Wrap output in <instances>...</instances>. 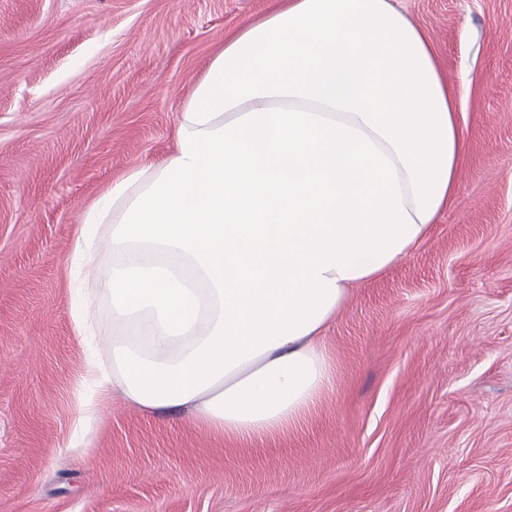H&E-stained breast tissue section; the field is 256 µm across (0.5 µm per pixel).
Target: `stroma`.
Masks as SVG:
<instances>
[{
	"mask_svg": "<svg viewBox=\"0 0 512 512\" xmlns=\"http://www.w3.org/2000/svg\"><path fill=\"white\" fill-rule=\"evenodd\" d=\"M460 91L454 203L328 330L316 412L261 448L86 386L72 251L160 163L224 46L277 0H0V504L9 512H512V0H392Z\"/></svg>",
	"mask_w": 512,
	"mask_h": 512,
	"instance_id": "35a3bbf8",
	"label": "stroma"
}]
</instances>
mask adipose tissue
<instances>
[{
    "instance_id": "obj_1",
    "label": "adipose tissue",
    "mask_w": 512,
    "mask_h": 512,
    "mask_svg": "<svg viewBox=\"0 0 512 512\" xmlns=\"http://www.w3.org/2000/svg\"><path fill=\"white\" fill-rule=\"evenodd\" d=\"M458 101L390 0H288L226 39L172 152L81 216L73 261L107 284L112 366L88 362L77 427L116 396L243 447L301 427L332 384L325 332L350 289L455 199Z\"/></svg>"
}]
</instances>
